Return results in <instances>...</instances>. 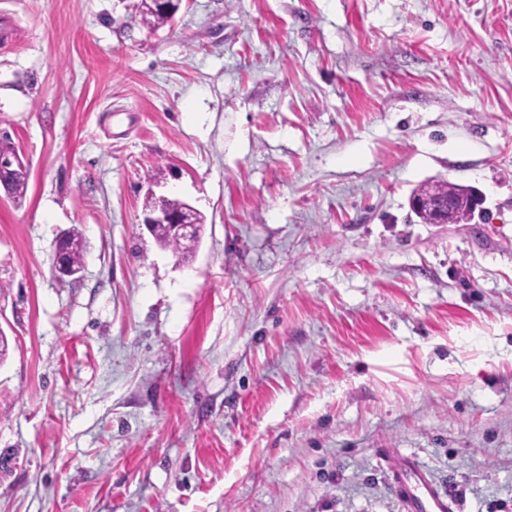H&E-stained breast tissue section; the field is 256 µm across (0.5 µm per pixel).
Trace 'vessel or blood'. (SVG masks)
<instances>
[{
  "label": "vessel or blood",
  "instance_id": "vessel-or-blood-1",
  "mask_svg": "<svg viewBox=\"0 0 512 512\" xmlns=\"http://www.w3.org/2000/svg\"><path fill=\"white\" fill-rule=\"evenodd\" d=\"M391 480L405 512H453L449 494L438 487L417 459L402 460L393 469Z\"/></svg>",
  "mask_w": 512,
  "mask_h": 512
}]
</instances>
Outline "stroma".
I'll return each instance as SVG.
<instances>
[{
  "instance_id": "1",
  "label": "stroma",
  "mask_w": 512,
  "mask_h": 512,
  "mask_svg": "<svg viewBox=\"0 0 512 512\" xmlns=\"http://www.w3.org/2000/svg\"><path fill=\"white\" fill-rule=\"evenodd\" d=\"M139 2L0 0V512H512V0ZM141 20L151 27H162L166 25L179 9L180 0L170 4L171 10H156L152 2L141 0ZM155 199V206H154ZM148 196L144 203V209L149 210V215L143 222L147 229L153 225L151 234L157 244L165 250L171 251L179 258L186 260L197 248L200 238L194 241H187L174 235L166 224H171L176 234L189 237L194 232L192 214L194 209L187 203L168 197ZM63 242L69 268L73 273L80 271L85 251V242L80 231L77 228L69 229L63 237ZM66 259L63 244L60 241L52 258V267L56 275H62L67 269ZM394 490L405 512H452L449 494L432 480L417 459L407 457L392 470Z\"/></svg>"
}]
</instances>
